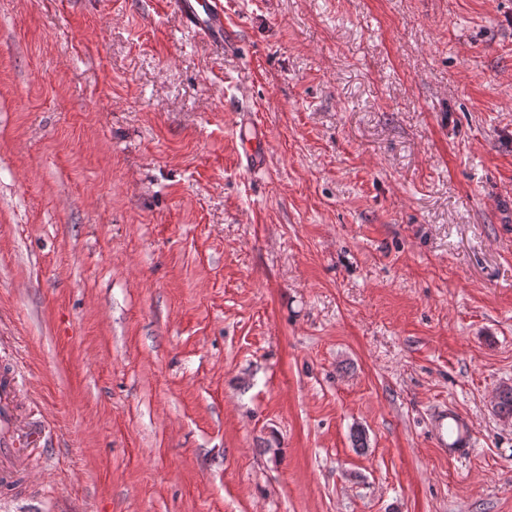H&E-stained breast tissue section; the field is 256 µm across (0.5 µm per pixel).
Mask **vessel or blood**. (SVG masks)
I'll return each instance as SVG.
<instances>
[{
    "label": "vessel or blood",
    "mask_w": 512,
    "mask_h": 512,
    "mask_svg": "<svg viewBox=\"0 0 512 512\" xmlns=\"http://www.w3.org/2000/svg\"><path fill=\"white\" fill-rule=\"evenodd\" d=\"M174 11L186 28L216 45H224L222 0H172ZM20 372L10 361L0 362V501L37 496L33 483L42 465V433L32 421L30 409L20 402ZM437 448L452 459L467 458L471 452L473 427L454 410L438 412L433 421Z\"/></svg>",
    "instance_id": "1"
}]
</instances>
